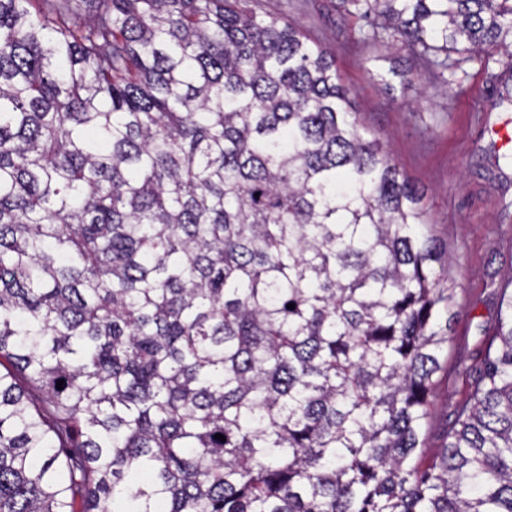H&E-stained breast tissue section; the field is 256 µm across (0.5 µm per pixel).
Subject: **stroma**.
<instances>
[{
  "instance_id": "obj_1",
  "label": "stroma",
  "mask_w": 512,
  "mask_h": 512,
  "mask_svg": "<svg viewBox=\"0 0 512 512\" xmlns=\"http://www.w3.org/2000/svg\"><path fill=\"white\" fill-rule=\"evenodd\" d=\"M258 15L300 23L334 55L368 133L390 146L399 169L419 188L433 232L453 258L455 320L441 355L425 458L443 446L498 324L499 289L512 270V103L501 98L498 58L462 73L419 66L420 92L403 90L407 69L395 42L368 38L358 11L342 0H255Z\"/></svg>"
}]
</instances>
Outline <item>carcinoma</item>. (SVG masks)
<instances>
[{
	"label": "carcinoma",
	"mask_w": 512,
	"mask_h": 512,
	"mask_svg": "<svg viewBox=\"0 0 512 512\" xmlns=\"http://www.w3.org/2000/svg\"><path fill=\"white\" fill-rule=\"evenodd\" d=\"M342 2L509 89L512 0ZM252 4L0 0V512H512V272L425 464L452 259Z\"/></svg>",
	"instance_id": "obj_1"
}]
</instances>
